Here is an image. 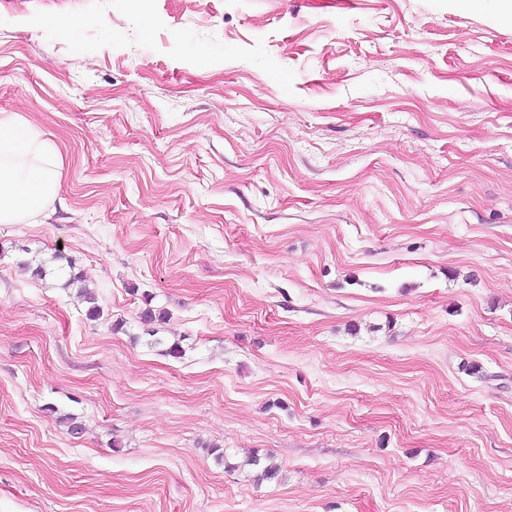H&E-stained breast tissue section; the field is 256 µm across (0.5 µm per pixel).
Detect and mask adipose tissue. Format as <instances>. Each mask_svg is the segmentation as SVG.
Masks as SVG:
<instances>
[{
	"mask_svg": "<svg viewBox=\"0 0 512 512\" xmlns=\"http://www.w3.org/2000/svg\"><path fill=\"white\" fill-rule=\"evenodd\" d=\"M61 159L41 133L0 115V224L44 211L57 193Z\"/></svg>",
	"mask_w": 512,
	"mask_h": 512,
	"instance_id": "1",
	"label": "adipose tissue"
}]
</instances>
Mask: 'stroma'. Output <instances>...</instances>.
Wrapping results in <instances>:
<instances>
[{
	"instance_id": "35a3bbf8",
	"label": "stroma",
	"mask_w": 512,
	"mask_h": 512,
	"mask_svg": "<svg viewBox=\"0 0 512 512\" xmlns=\"http://www.w3.org/2000/svg\"><path fill=\"white\" fill-rule=\"evenodd\" d=\"M1 112L0 512H512L500 0H0ZM61 159L41 133L0 115V224L42 213L57 193Z\"/></svg>"
}]
</instances>
